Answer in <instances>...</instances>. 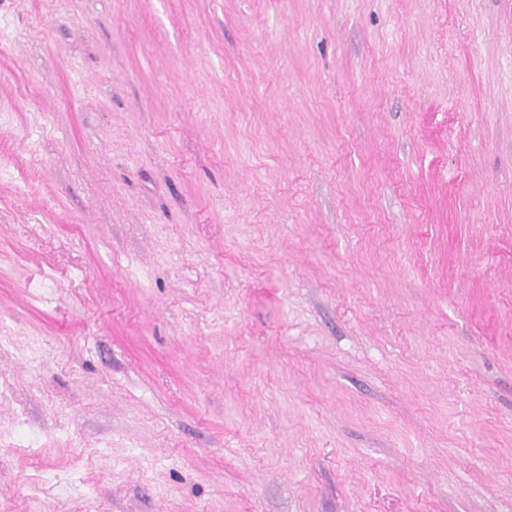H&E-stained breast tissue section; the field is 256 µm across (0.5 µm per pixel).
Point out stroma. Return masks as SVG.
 <instances>
[{"mask_svg": "<svg viewBox=\"0 0 512 512\" xmlns=\"http://www.w3.org/2000/svg\"><path fill=\"white\" fill-rule=\"evenodd\" d=\"M0 512H512V0H0Z\"/></svg>", "mask_w": 512, "mask_h": 512, "instance_id": "stroma-1", "label": "stroma"}]
</instances>
